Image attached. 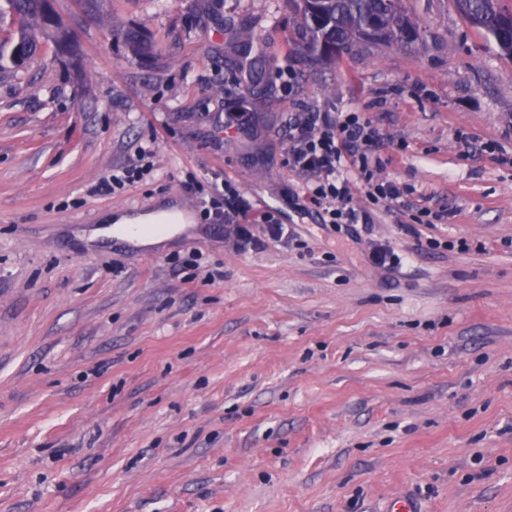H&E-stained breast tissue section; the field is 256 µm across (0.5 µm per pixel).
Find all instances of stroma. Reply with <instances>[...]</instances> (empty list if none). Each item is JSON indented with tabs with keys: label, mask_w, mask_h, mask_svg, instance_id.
Masks as SVG:
<instances>
[{
	"label": "stroma",
	"mask_w": 512,
	"mask_h": 512,
	"mask_svg": "<svg viewBox=\"0 0 512 512\" xmlns=\"http://www.w3.org/2000/svg\"><path fill=\"white\" fill-rule=\"evenodd\" d=\"M405 7L411 48L309 61L287 0H56L76 62L0 71V512H512V59L456 0ZM306 109L379 131L405 192L370 228L296 205ZM148 144L152 179L96 193ZM217 174L294 238L240 249L187 187ZM174 206L162 244L90 239Z\"/></svg>",
	"instance_id": "1"
}]
</instances>
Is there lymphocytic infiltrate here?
<instances>
[{
    "label": "lymphocytic infiltrate",
    "instance_id": "lymphocytic-infiltrate-1",
    "mask_svg": "<svg viewBox=\"0 0 512 512\" xmlns=\"http://www.w3.org/2000/svg\"><path fill=\"white\" fill-rule=\"evenodd\" d=\"M284 165L301 177L305 201L321 210L327 224H366L373 206L391 207L402 195L393 181L380 178L374 153L377 134L358 112H299L288 121ZM361 182L365 206L353 203V184ZM209 218L235 225L243 245H258L259 234L274 239L288 230L275 211L252 213L240 186L224 178L211 183L203 200Z\"/></svg>",
    "mask_w": 512,
    "mask_h": 512
}]
</instances>
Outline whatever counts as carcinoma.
<instances>
[{
  "label": "carcinoma",
  "instance_id": "cac0c4a2",
  "mask_svg": "<svg viewBox=\"0 0 512 512\" xmlns=\"http://www.w3.org/2000/svg\"><path fill=\"white\" fill-rule=\"evenodd\" d=\"M463 11L468 22L479 17V29L494 42L500 53L512 58V38L501 27V18L512 16V10L503 6V0H466ZM302 19L298 48L301 54L313 58L336 59L360 45H371L363 39L365 27L375 20L383 25V38L378 46L408 47L419 41L421 28L404 7L403 0H294ZM16 26L13 37L0 43V70L12 68L21 72L35 61L39 42L37 36L58 44V34L48 27V17L41 0H0V24ZM411 28L414 37L405 39V28ZM128 52L135 58L144 57L149 45L144 33L127 30L122 33Z\"/></svg>",
  "mask_w": 512,
  "mask_h": 512
}]
</instances>
